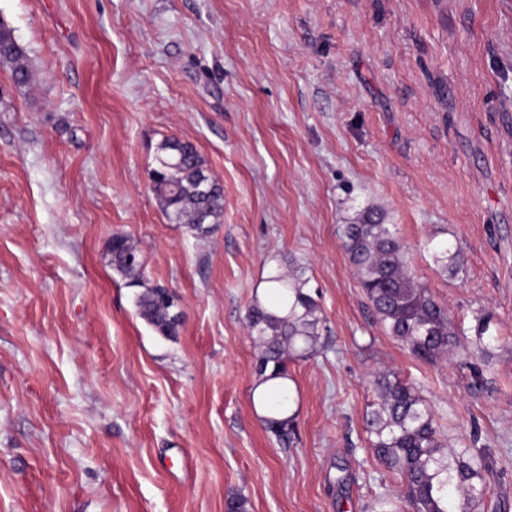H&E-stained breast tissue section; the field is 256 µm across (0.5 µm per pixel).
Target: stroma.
<instances>
[{
    "label": "stroma",
    "mask_w": 512,
    "mask_h": 512,
    "mask_svg": "<svg viewBox=\"0 0 512 512\" xmlns=\"http://www.w3.org/2000/svg\"><path fill=\"white\" fill-rule=\"evenodd\" d=\"M33 72L0 66V512H375L398 479L365 414L390 370L512 512V0H0ZM191 142L224 189L207 234L149 171ZM486 353L427 362L381 325L343 248L365 209ZM168 288L137 313L110 244ZM460 254L445 272L433 248ZM306 269L322 349L288 363L294 442L266 431L254 299ZM113 270L128 279V286L143 288L135 296L139 316L165 337L177 335L182 319H176L174 297L163 286L147 285L143 277V265L136 247L127 237L112 238L110 246Z\"/></svg>",
    "instance_id": "obj_1"
}]
</instances>
